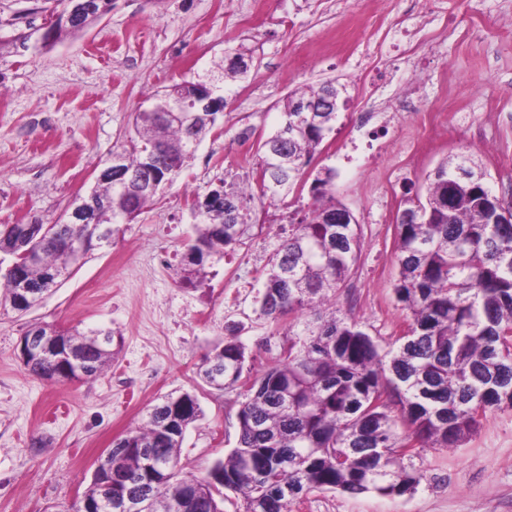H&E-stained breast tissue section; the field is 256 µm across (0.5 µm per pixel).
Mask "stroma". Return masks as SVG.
I'll return each mask as SVG.
<instances>
[{"instance_id": "obj_1", "label": "stroma", "mask_w": 512, "mask_h": 512, "mask_svg": "<svg viewBox=\"0 0 512 512\" xmlns=\"http://www.w3.org/2000/svg\"><path fill=\"white\" fill-rule=\"evenodd\" d=\"M61 9L0 0V224L61 223L98 164L125 147L148 97L211 69L225 50L248 49L252 72L227 86L215 129L122 239L89 254L38 306L0 305V512H69L96 459L171 393H195L202 410L184 434V473L203 475L236 446L242 390H213L197 372L232 326L252 373L287 350V321L260 310L282 229H252L215 264L209 287H179L175 269L195 194L251 175L256 144L241 131L272 134L294 91L331 79L347 87L314 165L335 170L336 197L363 234L337 305L381 351L408 324L393 293L395 219L383 200L425 192L439 163L461 154L481 160L497 193H512V0H435L412 16L406 0H112L94 25L42 47ZM412 86L419 111L438 123L434 148L410 165L406 142L424 131L397 124L388 106ZM374 107L377 121L351 134L352 113ZM37 323L112 329L115 355L89 381L36 378L19 344ZM424 464L414 494L315 490L291 512H512V409L489 413L461 448L425 449Z\"/></svg>"}]
</instances>
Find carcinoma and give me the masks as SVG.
Wrapping results in <instances>:
<instances>
[{
	"instance_id": "carcinoma-1",
	"label": "carcinoma",
	"mask_w": 512,
	"mask_h": 512,
	"mask_svg": "<svg viewBox=\"0 0 512 512\" xmlns=\"http://www.w3.org/2000/svg\"><path fill=\"white\" fill-rule=\"evenodd\" d=\"M98 21L85 11L75 22L58 25L46 43L75 35ZM245 54L223 58L192 81L175 84L151 97L135 113L134 136L122 152L121 170L103 166L87 196L90 222L43 224L38 259L22 252L29 242L16 224L0 225V253L16 268L0 267L3 298L16 306L20 282L40 288L49 276L72 273L85 259L67 250L68 242L89 235L91 225L109 229L105 245L115 243L158 191L174 182L213 130L224 111L223 91L247 78ZM208 81L216 104H195L196 84ZM326 84L294 93L283 104L282 123L262 139L257 167L266 171L259 201L283 200L309 189L308 211L288 220L290 229L267 261L261 311L273 322L299 312L298 329L288 328V352L257 375L238 412L237 446L203 476L185 475L180 448L187 427L202 410L195 394L168 395L149 407L141 426L112 445L108 467L93 471L91 483L72 512H88L103 485L112 497L151 500L150 512H224V490L241 494L243 512H290L291 504L313 490L353 494L373 492L401 497L414 494L427 471L411 447L457 448L477 432L487 413L512 408V223L497 219L498 194L469 156L450 159L435 171L426 197H405L404 211L419 202L417 224L395 218L399 276L395 299L409 313L408 330L396 350L379 354L360 324L326 306L357 264L362 230L336 200L335 173L323 168L310 177L306 168L333 131L345 86L325 95ZM299 101H316L321 111H295ZM157 180L154 191L140 183ZM254 196L239 185L195 198V237L177 270L183 288H201L213 261L224 250L245 244L255 225ZM53 333L55 352L33 354L25 366L40 379L82 381L97 376L112 361L114 332L88 333L52 325L30 328L24 338ZM245 346L235 333L202 359L198 375L208 387L235 389L247 370ZM400 409H392L393 398ZM167 460L171 469L156 476L149 464ZM194 502L184 511L186 493Z\"/></svg>"
}]
</instances>
